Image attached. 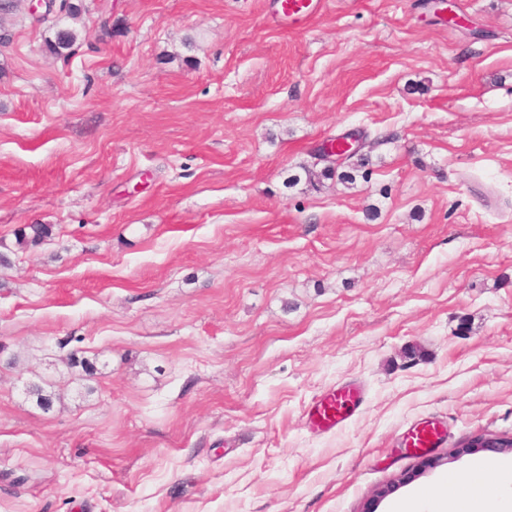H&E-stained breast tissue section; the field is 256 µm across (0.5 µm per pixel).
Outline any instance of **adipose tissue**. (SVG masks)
Returning a JSON list of instances; mask_svg holds the SVG:
<instances>
[{"label":"adipose tissue","mask_w":512,"mask_h":512,"mask_svg":"<svg viewBox=\"0 0 512 512\" xmlns=\"http://www.w3.org/2000/svg\"><path fill=\"white\" fill-rule=\"evenodd\" d=\"M488 469L495 472L490 482L482 478ZM393 512H512V459L477 461L468 475H450L440 490L400 502Z\"/></svg>","instance_id":"1"}]
</instances>
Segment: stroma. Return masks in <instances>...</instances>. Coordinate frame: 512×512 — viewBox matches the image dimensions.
<instances>
[{
  "label": "stroma",
  "instance_id": "obj_1",
  "mask_svg": "<svg viewBox=\"0 0 512 512\" xmlns=\"http://www.w3.org/2000/svg\"><path fill=\"white\" fill-rule=\"evenodd\" d=\"M82 6L68 57L23 7L0 48V512H392L500 458L512 0ZM279 21L288 28L312 18L324 8V0H277ZM342 138V139H341ZM337 138L339 140L328 143L319 151V156L323 159H331L332 157L346 156L348 154L358 153L364 146L362 138L358 135H352L347 138ZM341 146V150L338 149ZM336 154H340L337 156ZM361 394L357 386L341 385L336 391L321 396L312 408L313 424L325 431L341 428L362 403ZM439 439L440 432L432 424L413 428L409 433V441L414 448H434Z\"/></svg>",
  "mask_w": 512,
  "mask_h": 512
}]
</instances>
